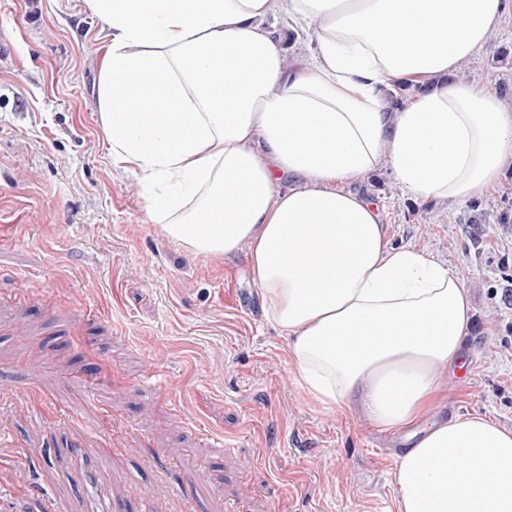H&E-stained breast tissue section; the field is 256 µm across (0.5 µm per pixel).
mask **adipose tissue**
<instances>
[{"label": "adipose tissue", "instance_id": "ef3b65f1", "mask_svg": "<svg viewBox=\"0 0 512 512\" xmlns=\"http://www.w3.org/2000/svg\"><path fill=\"white\" fill-rule=\"evenodd\" d=\"M277 0H84L107 46L98 107L154 223L188 249L247 250L266 315L321 405L406 435L398 512H512V429L442 417L471 297L447 264L389 246L347 182L388 162L409 196L451 209L512 167V104L447 75L512 0H288L313 30L288 60ZM421 84L393 108L389 86Z\"/></svg>", "mask_w": 512, "mask_h": 512}]
</instances>
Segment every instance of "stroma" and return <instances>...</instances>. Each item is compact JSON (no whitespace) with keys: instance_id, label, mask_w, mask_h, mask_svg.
Segmentation results:
<instances>
[{"instance_id":"1","label":"stroma","mask_w":512,"mask_h":512,"mask_svg":"<svg viewBox=\"0 0 512 512\" xmlns=\"http://www.w3.org/2000/svg\"><path fill=\"white\" fill-rule=\"evenodd\" d=\"M99 28L82 0H0V512H80L66 468L105 448L126 512H397L400 435L312 399L246 252L169 238L109 157ZM464 66L512 99V13ZM349 187L470 291L449 412L512 428V167L451 210L385 162Z\"/></svg>"}]
</instances>
